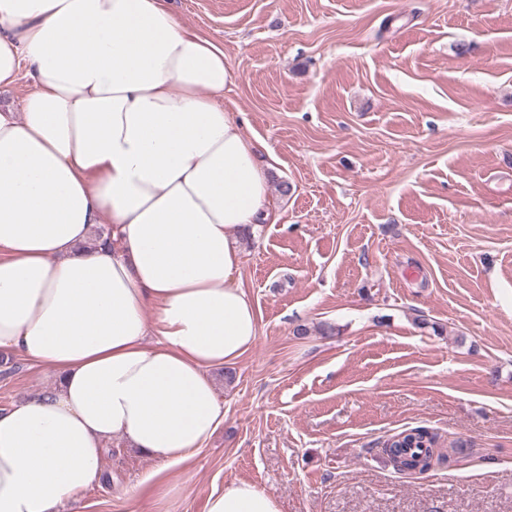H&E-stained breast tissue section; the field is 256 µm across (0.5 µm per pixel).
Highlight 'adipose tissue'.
Returning a JSON list of instances; mask_svg holds the SVG:
<instances>
[{
  "label": "adipose tissue",
  "mask_w": 512,
  "mask_h": 512,
  "mask_svg": "<svg viewBox=\"0 0 512 512\" xmlns=\"http://www.w3.org/2000/svg\"><path fill=\"white\" fill-rule=\"evenodd\" d=\"M0 352L49 385L0 413V512H61L118 438L186 465L216 370L259 336L236 240L270 217L224 50L164 0H0ZM108 220L111 245L91 239ZM207 512H281L238 479Z\"/></svg>",
  "instance_id": "obj_1"
}]
</instances>
